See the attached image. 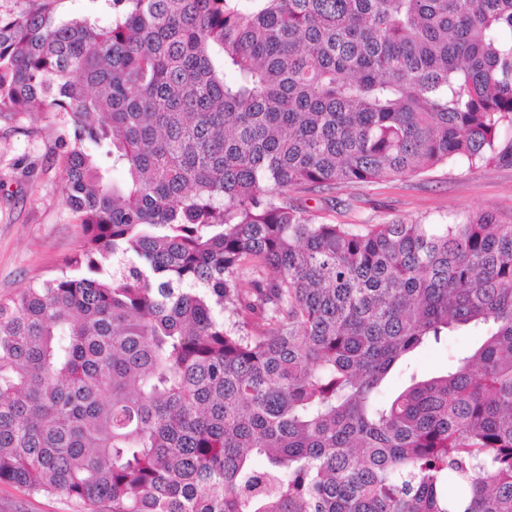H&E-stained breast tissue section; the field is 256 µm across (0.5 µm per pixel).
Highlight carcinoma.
<instances>
[{
	"instance_id": "1",
	"label": "carcinoma",
	"mask_w": 512,
	"mask_h": 512,
	"mask_svg": "<svg viewBox=\"0 0 512 512\" xmlns=\"http://www.w3.org/2000/svg\"><path fill=\"white\" fill-rule=\"evenodd\" d=\"M55 2L0 15V115L71 126L83 241L0 302V482L90 512H512V224L289 196L512 160V0ZM55 11L61 19L87 16L106 24L112 21V0H57ZM478 336L453 335L448 336V346H441L420 355L415 361V368L424 376H432L446 371L453 356L458 352L468 350Z\"/></svg>"
}]
</instances>
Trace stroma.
I'll return each instance as SVG.
<instances>
[{"instance_id": "1", "label": "stroma", "mask_w": 512, "mask_h": 512, "mask_svg": "<svg viewBox=\"0 0 512 512\" xmlns=\"http://www.w3.org/2000/svg\"><path fill=\"white\" fill-rule=\"evenodd\" d=\"M65 129L40 114L0 118V300L48 278L78 247L82 229L62 196ZM301 198L332 224H455L481 211L512 224V163L460 160L402 179H381ZM0 512H83L56 495L0 482Z\"/></svg>"}]
</instances>
